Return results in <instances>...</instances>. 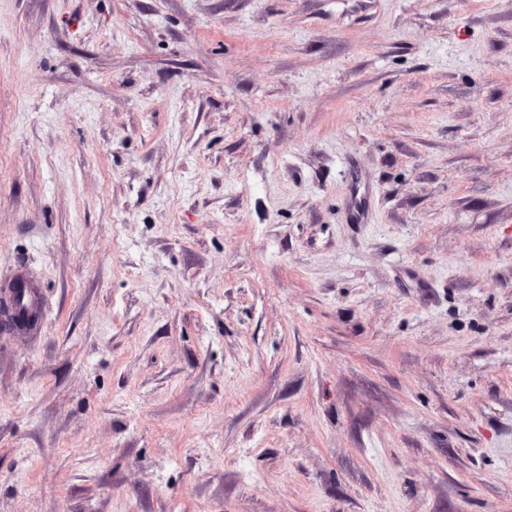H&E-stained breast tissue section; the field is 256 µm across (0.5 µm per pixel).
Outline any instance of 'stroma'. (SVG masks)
I'll return each mask as SVG.
<instances>
[{"label":"stroma","instance_id":"stroma-1","mask_svg":"<svg viewBox=\"0 0 512 512\" xmlns=\"http://www.w3.org/2000/svg\"><path fill=\"white\" fill-rule=\"evenodd\" d=\"M0 512H512V0H0Z\"/></svg>","mask_w":512,"mask_h":512}]
</instances>
